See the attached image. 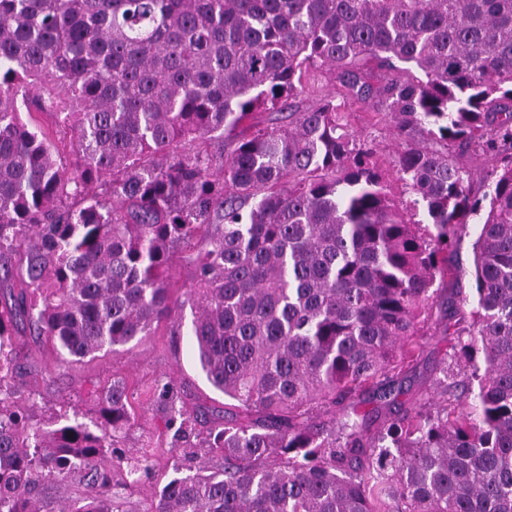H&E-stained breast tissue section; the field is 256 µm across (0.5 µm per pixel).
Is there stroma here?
Instances as JSON below:
<instances>
[{
  "label": "stroma",
  "instance_id": "35a3bbf8",
  "mask_svg": "<svg viewBox=\"0 0 512 512\" xmlns=\"http://www.w3.org/2000/svg\"><path fill=\"white\" fill-rule=\"evenodd\" d=\"M373 110L372 103H353L351 125L357 135L376 143L381 159L389 165L398 151L396 131L389 119L374 121ZM193 278L192 266L176 260L171 286L178 308L172 321L162 322L140 344L118 346L65 364L47 343L31 341L25 348L24 391L35 399L39 410L67 398L86 411L91 407V391L106 390L117 380L125 384L135 421L124 446L136 455L147 453L151 464L149 476L126 494L125 512H146L155 487L172 474L174 439L165 426L168 403L163 390H170L187 410L207 407L209 420L220 421L224 414V396L201 374L188 336L195 311L187 295Z\"/></svg>",
  "mask_w": 512,
  "mask_h": 512
}]
</instances>
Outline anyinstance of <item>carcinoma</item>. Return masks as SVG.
<instances>
[{
    "instance_id": "obj_1",
    "label": "carcinoma",
    "mask_w": 512,
    "mask_h": 512,
    "mask_svg": "<svg viewBox=\"0 0 512 512\" xmlns=\"http://www.w3.org/2000/svg\"><path fill=\"white\" fill-rule=\"evenodd\" d=\"M366 101L405 200L351 130ZM469 224L470 321L406 408ZM183 251L199 367L236 412L201 431L170 400L200 460L148 512H512V0H0V512H123L148 471L124 386L92 427L38 416L19 331L65 363L140 344Z\"/></svg>"
}]
</instances>
